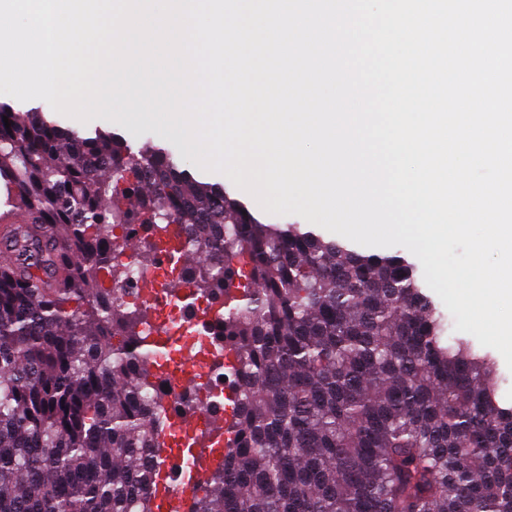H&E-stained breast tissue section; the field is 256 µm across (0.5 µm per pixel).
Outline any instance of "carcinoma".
Listing matches in <instances>:
<instances>
[{
  "label": "carcinoma",
  "mask_w": 512,
  "mask_h": 512,
  "mask_svg": "<svg viewBox=\"0 0 512 512\" xmlns=\"http://www.w3.org/2000/svg\"><path fill=\"white\" fill-rule=\"evenodd\" d=\"M0 181V512H155L160 437L193 408L157 389L150 308L112 288L125 224L144 226L140 263L173 225L197 296L239 290L233 449L188 512H512L496 362L445 335L401 253L267 224L178 149L40 107L0 103Z\"/></svg>",
  "instance_id": "cac0c4a2"
}]
</instances>
